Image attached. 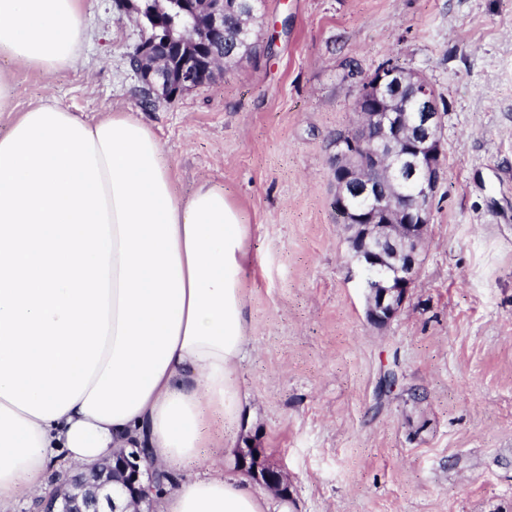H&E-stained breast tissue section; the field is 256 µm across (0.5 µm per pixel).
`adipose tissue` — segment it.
Wrapping results in <instances>:
<instances>
[{
  "instance_id": "obj_1",
  "label": "adipose tissue",
  "mask_w": 512,
  "mask_h": 512,
  "mask_svg": "<svg viewBox=\"0 0 512 512\" xmlns=\"http://www.w3.org/2000/svg\"><path fill=\"white\" fill-rule=\"evenodd\" d=\"M86 0H0V58L45 76L74 66L82 45ZM154 158L172 200L184 286L179 336L168 365L141 408L111 423L74 403L42 420L0 398V512L44 495L59 460L89 466L118 448H147L161 470L199 461L206 421L235 426L243 409L237 368L247 319L243 274L251 262L250 226L223 187L201 182L181 197L163 150ZM161 512H288L245 479L225 476L217 462L174 491L150 488Z\"/></svg>"
}]
</instances>
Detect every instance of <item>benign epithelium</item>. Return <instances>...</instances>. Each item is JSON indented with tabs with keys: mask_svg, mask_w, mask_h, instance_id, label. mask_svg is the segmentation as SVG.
<instances>
[{
	"mask_svg": "<svg viewBox=\"0 0 512 512\" xmlns=\"http://www.w3.org/2000/svg\"><path fill=\"white\" fill-rule=\"evenodd\" d=\"M183 26L158 22L136 53L137 72L151 91L182 93L215 74L201 51L224 30L228 0H166ZM355 119L333 144L334 208L354 229L358 274L368 291V319L392 321L417 278L418 256L441 183V113L428 82L395 64L360 87ZM154 465L140 448H121L75 475H66L38 499V512H142L147 499L142 468Z\"/></svg>",
	"mask_w": 512,
	"mask_h": 512,
	"instance_id": "7a95c632",
	"label": "benign epithelium"
}]
</instances>
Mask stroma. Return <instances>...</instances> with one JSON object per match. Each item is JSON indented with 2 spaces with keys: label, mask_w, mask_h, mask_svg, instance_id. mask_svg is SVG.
<instances>
[{
  "label": "stroma",
  "mask_w": 512,
  "mask_h": 512,
  "mask_svg": "<svg viewBox=\"0 0 512 512\" xmlns=\"http://www.w3.org/2000/svg\"><path fill=\"white\" fill-rule=\"evenodd\" d=\"M86 2L72 69L0 60V132L47 97L91 121L131 112L182 195L207 180L247 214L249 400L225 443L282 472L292 512H512V0H266L258 57L148 109L135 14ZM388 61L432 85L445 164L416 284L376 326L331 143Z\"/></svg>",
  "instance_id": "35a3bbf8"
}]
</instances>
